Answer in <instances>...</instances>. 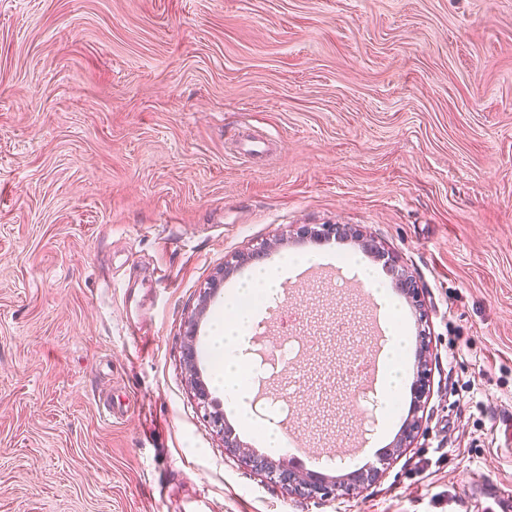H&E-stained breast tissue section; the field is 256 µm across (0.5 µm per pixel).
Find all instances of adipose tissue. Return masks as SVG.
I'll use <instances>...</instances> for the list:
<instances>
[{"label":"adipose tissue","mask_w":512,"mask_h":512,"mask_svg":"<svg viewBox=\"0 0 512 512\" xmlns=\"http://www.w3.org/2000/svg\"><path fill=\"white\" fill-rule=\"evenodd\" d=\"M226 304L234 312L232 320L218 321L211 340V350L221 362L216 375V383L224 393L225 404L237 409L242 425H249L251 417L246 400L249 396L250 383L241 369V360L237 354V343L247 332L252 309L246 308L240 295H233ZM392 357L382 370L380 390L383 396L381 421L383 426H390L397 412L395 404L404 389L407 362L405 359L404 332L395 330Z\"/></svg>","instance_id":"adipose-tissue-1"}]
</instances>
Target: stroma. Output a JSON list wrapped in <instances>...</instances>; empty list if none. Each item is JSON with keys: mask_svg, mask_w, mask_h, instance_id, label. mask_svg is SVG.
Segmentation results:
<instances>
[{"mask_svg": "<svg viewBox=\"0 0 512 512\" xmlns=\"http://www.w3.org/2000/svg\"><path fill=\"white\" fill-rule=\"evenodd\" d=\"M246 133L275 145L233 153ZM422 289L391 302L431 394L377 434L348 366L374 349L349 285L289 270L262 308L254 427L364 445L373 484L301 499L224 448L208 342L241 253L357 255ZM291 342L295 358L275 354ZM512 494V0H0V512H486ZM429 341H426V337L421 339L420 347L418 349L417 361H416V381L411 388V392L414 395L413 413L418 412L421 408V402L423 399L426 400L430 396V379L429 372ZM192 388L200 408H203L204 410V416L207 423L214 432L224 435V448H241L242 444L238 442L235 437L232 438V432L227 429L224 430L223 410L218 405H215L210 401V395L206 387L194 379ZM209 406H212L213 411L209 410Z\"/></svg>", "mask_w": 512, "mask_h": 512, "instance_id": "1", "label": "stroma"}]
</instances>
